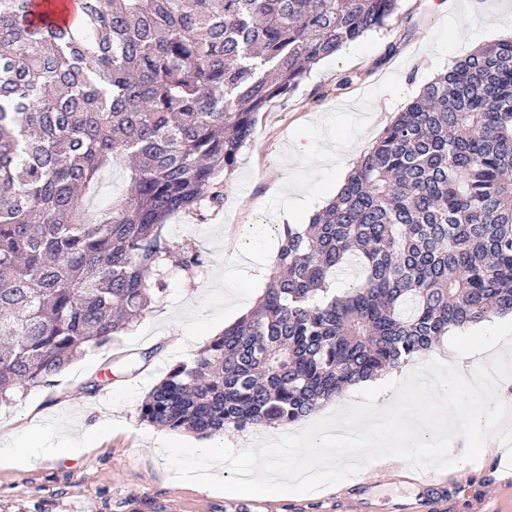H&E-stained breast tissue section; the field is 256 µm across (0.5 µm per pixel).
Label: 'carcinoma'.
Wrapping results in <instances>:
<instances>
[{"label":"carcinoma","instance_id":"1","mask_svg":"<svg viewBox=\"0 0 512 512\" xmlns=\"http://www.w3.org/2000/svg\"><path fill=\"white\" fill-rule=\"evenodd\" d=\"M0 0V404L54 386L150 312L178 211L307 65L398 18L399 0ZM118 158L129 192L83 196ZM357 276L335 288L337 273ZM512 314V38L428 83L306 224L283 225L257 307L171 369L141 419L208 436L294 424L452 329Z\"/></svg>","mask_w":512,"mask_h":512}]
</instances>
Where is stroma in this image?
I'll return each mask as SVG.
<instances>
[{"instance_id":"1","label":"stroma","mask_w":512,"mask_h":512,"mask_svg":"<svg viewBox=\"0 0 512 512\" xmlns=\"http://www.w3.org/2000/svg\"><path fill=\"white\" fill-rule=\"evenodd\" d=\"M438 2L400 0L398 21L311 65L287 102L258 113L252 140L219 176L222 207L204 223L188 212L167 220L171 241L194 243L206 259L204 268L191 277L173 273L147 317L111 349L88 352L52 388L29 391L0 407V443L14 436L60 446L71 435L88 439L87 450L73 458L0 468V512H354L358 479L343 468L316 491L270 485L271 469L281 465L318 472L298 429L325 428L324 411L298 427L226 430L224 483L243 477L264 490L220 496L180 477L199 464L191 449L198 435L150 426L141 421L140 409L170 368L192 360L216 330L253 308L281 244L278 213L290 209L311 216L318 200L334 191L336 166L327 152L341 150L355 164L427 83L478 45L494 44L480 25L462 22L466 0H447L443 12ZM299 138L310 144L307 155L291 153ZM127 184L124 163L114 164L84 198L86 211L120 201ZM247 231L253 244L243 253L239 241ZM480 346L479 337L463 332L444 336L410 365L424 373L460 354L476 356ZM101 377L105 386L86 391V383ZM503 431L512 433V417L475 433L471 447L489 442L493 450L467 463L440 442L415 449L447 488L440 503L420 502L410 460L369 470L375 512H396L407 502L415 503V512H512V444L499 441ZM259 442L273 444V452L254 457L251 449ZM172 445L183 448L178 458L166 452Z\"/></svg>"}]
</instances>
